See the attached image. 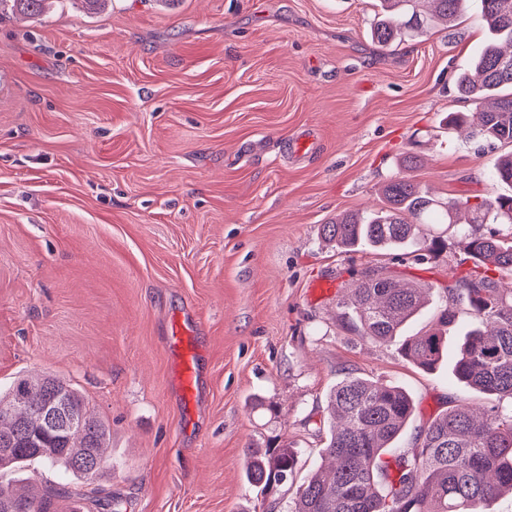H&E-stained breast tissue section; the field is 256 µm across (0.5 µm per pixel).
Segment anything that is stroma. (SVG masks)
I'll return each mask as SVG.
<instances>
[{
  "instance_id": "35a3bbf8",
  "label": "stroma",
  "mask_w": 512,
  "mask_h": 512,
  "mask_svg": "<svg viewBox=\"0 0 512 512\" xmlns=\"http://www.w3.org/2000/svg\"><path fill=\"white\" fill-rule=\"evenodd\" d=\"M374 11L55 0L0 19V390L50 374L107 422L111 471L65 480L83 512H101L98 488L120 512H287L259 504L245 450L286 436L317 465L326 396L349 372L411 393L399 451L449 405L485 404L448 365L424 372L336 323L368 270L438 289L473 262L453 228L417 262L337 252L322 224L378 207L404 173L441 199L512 195L489 179L506 146L443 123L472 109L455 79L486 38L480 0L392 48L370 38ZM176 320L202 373L191 400L165 346Z\"/></svg>"
}]
</instances>
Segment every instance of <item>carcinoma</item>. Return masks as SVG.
Segmentation results:
<instances>
[{"mask_svg": "<svg viewBox=\"0 0 512 512\" xmlns=\"http://www.w3.org/2000/svg\"><path fill=\"white\" fill-rule=\"evenodd\" d=\"M46 0H0L18 15L37 17ZM468 0H377L372 40L381 47L450 28ZM488 38L471 69L456 80L474 112H452L447 125L469 130L477 141L512 145V0H481ZM512 184V152L490 174ZM384 206L345 211L322 225L321 238L336 251H399L423 261L445 247L432 225L462 226L474 270L442 289L436 327L405 337L401 356L434 371L447 354L448 329L466 311L472 321L459 348L453 374L490 397L483 411L455 404L423 427L414 446L386 460L384 455L414 415L410 393L395 383L345 375L326 398V460L307 475L288 502V512H487L494 498L512 494V288L497 272L512 275V196L435 198L417 181L396 176L382 186ZM494 225L486 231L484 226ZM428 288L373 273L336 304V321L372 342H390L429 302ZM68 409V423L51 428L52 401ZM108 424L94 416L84 397L51 375L22 376L0 392V471L33 462L94 481L110 466ZM299 464L295 443L246 450L245 478L262 498L270 484L288 485ZM66 491L50 484L41 492L16 494L0 484V512H60Z\"/></svg>", "mask_w": 512, "mask_h": 512, "instance_id": "obj_1", "label": "carcinoma"}]
</instances>
